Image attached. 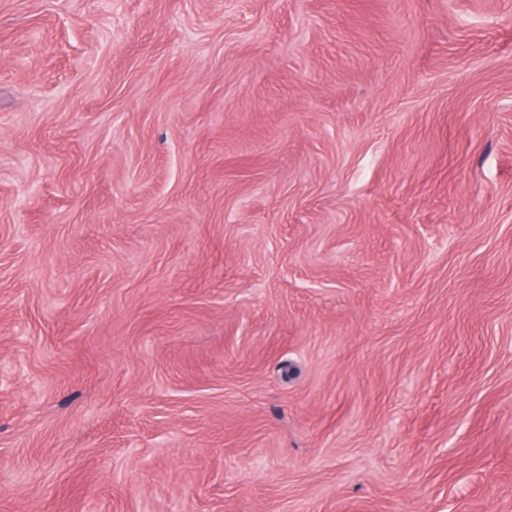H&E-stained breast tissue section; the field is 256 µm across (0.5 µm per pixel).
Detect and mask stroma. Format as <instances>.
<instances>
[{"mask_svg": "<svg viewBox=\"0 0 512 512\" xmlns=\"http://www.w3.org/2000/svg\"><path fill=\"white\" fill-rule=\"evenodd\" d=\"M0 512H512V0H0Z\"/></svg>", "mask_w": 512, "mask_h": 512, "instance_id": "obj_1", "label": "stroma"}]
</instances>
